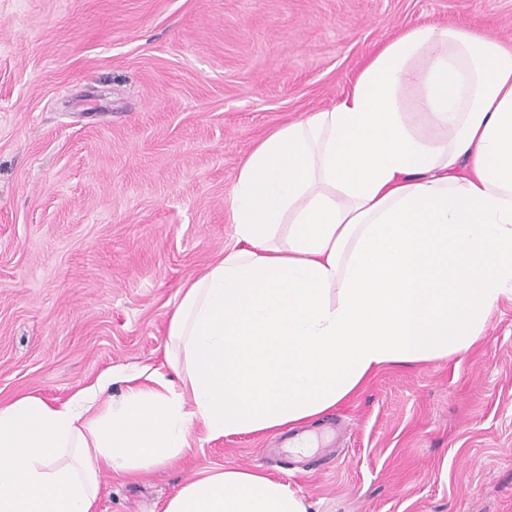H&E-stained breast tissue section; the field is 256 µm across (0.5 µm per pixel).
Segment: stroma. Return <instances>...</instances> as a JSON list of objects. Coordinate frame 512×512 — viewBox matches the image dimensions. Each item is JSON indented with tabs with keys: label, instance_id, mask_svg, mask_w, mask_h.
I'll use <instances>...</instances> for the list:
<instances>
[{
	"label": "stroma",
	"instance_id": "1",
	"mask_svg": "<svg viewBox=\"0 0 512 512\" xmlns=\"http://www.w3.org/2000/svg\"><path fill=\"white\" fill-rule=\"evenodd\" d=\"M420 25L512 47V0H0V402L161 366L179 287L235 243L241 160ZM307 428L331 443L195 433L104 475L98 512H163L236 466L308 512H512V302L463 356L383 369Z\"/></svg>",
	"mask_w": 512,
	"mask_h": 512
}]
</instances>
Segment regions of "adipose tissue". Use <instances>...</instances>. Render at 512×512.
<instances>
[{"instance_id": "ef3b65f1", "label": "adipose tissue", "mask_w": 512, "mask_h": 512, "mask_svg": "<svg viewBox=\"0 0 512 512\" xmlns=\"http://www.w3.org/2000/svg\"><path fill=\"white\" fill-rule=\"evenodd\" d=\"M227 219L234 246L178 290L164 369L0 403V512H96L104 474L170 464L194 430L292 429L383 368L467 353L512 299V51L432 25L388 40L335 105L251 150ZM163 512L307 506L227 467Z\"/></svg>"}]
</instances>
